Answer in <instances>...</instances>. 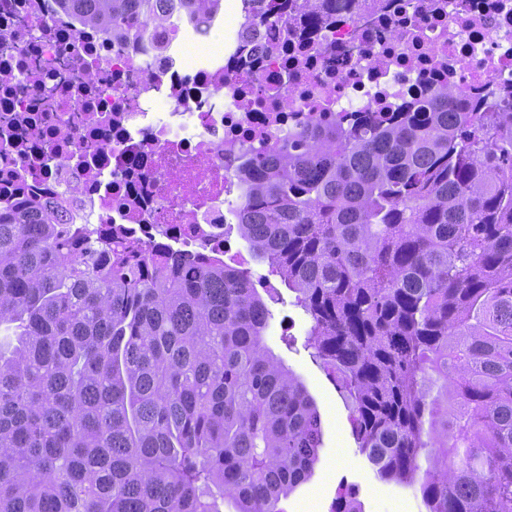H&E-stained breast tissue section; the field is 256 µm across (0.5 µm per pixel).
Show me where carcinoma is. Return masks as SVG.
<instances>
[{
    "label": "carcinoma",
    "mask_w": 512,
    "mask_h": 512,
    "mask_svg": "<svg viewBox=\"0 0 512 512\" xmlns=\"http://www.w3.org/2000/svg\"><path fill=\"white\" fill-rule=\"evenodd\" d=\"M60 2L106 35L158 19L157 0ZM176 2L192 24L219 0ZM466 98L447 84L364 129L293 131L242 167L236 230L310 316L378 476L426 512H512V84ZM260 287L0 205V512H281L322 426L268 353ZM331 512H360L349 487Z\"/></svg>",
    "instance_id": "carcinoma-1"
}]
</instances>
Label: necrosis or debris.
<instances>
[{"label": "necrosis or debris", "instance_id": "4bbe7bcc", "mask_svg": "<svg viewBox=\"0 0 512 512\" xmlns=\"http://www.w3.org/2000/svg\"><path fill=\"white\" fill-rule=\"evenodd\" d=\"M276 6L197 67L175 65L167 22L114 38L58 0H0V203L122 224L153 246L170 234L190 250L208 228L221 254L244 162L296 128L388 117L448 83L483 95L512 81V0H325L323 16L293 19Z\"/></svg>", "mask_w": 512, "mask_h": 512}]
</instances>
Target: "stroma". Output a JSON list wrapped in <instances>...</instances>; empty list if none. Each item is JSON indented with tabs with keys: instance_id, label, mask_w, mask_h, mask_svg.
I'll use <instances>...</instances> for the list:
<instances>
[{
	"instance_id": "1",
	"label": "stroma",
	"mask_w": 512,
	"mask_h": 512,
	"mask_svg": "<svg viewBox=\"0 0 512 512\" xmlns=\"http://www.w3.org/2000/svg\"><path fill=\"white\" fill-rule=\"evenodd\" d=\"M270 304L272 319L266 343L272 354L304 379L322 420L323 444L311 478L281 499L280 512H330L340 484L350 485L362 512H422L420 497L411 489L381 480L351 435V404L336 392L322 367L305 349L310 319L294 303L290 291Z\"/></svg>"
}]
</instances>
